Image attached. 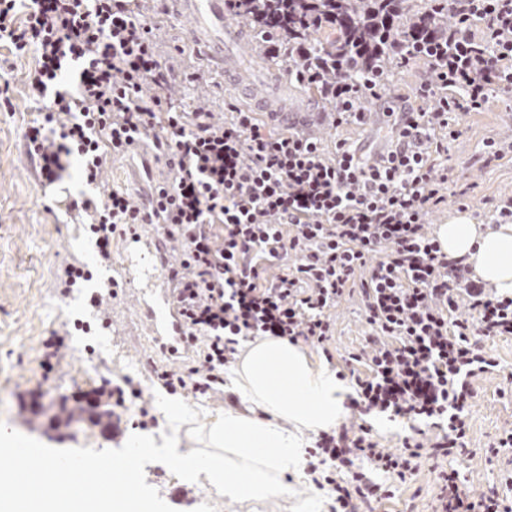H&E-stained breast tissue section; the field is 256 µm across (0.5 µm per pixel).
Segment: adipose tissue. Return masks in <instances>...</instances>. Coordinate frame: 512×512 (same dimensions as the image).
<instances>
[{"instance_id":"ef3b65f1","label":"adipose tissue","mask_w":512,"mask_h":512,"mask_svg":"<svg viewBox=\"0 0 512 512\" xmlns=\"http://www.w3.org/2000/svg\"><path fill=\"white\" fill-rule=\"evenodd\" d=\"M435 233L444 254L464 259L477 278L512 295V224H483L457 212ZM227 379L251 410L228 408L205 423L204 448L185 469L230 501L283 497L286 475L305 471L308 438L346 415L350 389L301 346L273 336L245 342Z\"/></svg>"}]
</instances>
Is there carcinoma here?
<instances>
[{
	"label": "carcinoma",
	"instance_id": "cac0c4a2",
	"mask_svg": "<svg viewBox=\"0 0 512 512\" xmlns=\"http://www.w3.org/2000/svg\"><path fill=\"white\" fill-rule=\"evenodd\" d=\"M237 12L265 39L288 34L286 75L301 41L328 71L359 83L393 68L394 41L425 54L441 44L433 32L446 29L442 6L416 0H240Z\"/></svg>",
	"mask_w": 512,
	"mask_h": 512
}]
</instances>
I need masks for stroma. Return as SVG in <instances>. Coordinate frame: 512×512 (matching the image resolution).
Instances as JSON below:
<instances>
[{
	"mask_svg": "<svg viewBox=\"0 0 512 512\" xmlns=\"http://www.w3.org/2000/svg\"><path fill=\"white\" fill-rule=\"evenodd\" d=\"M152 19L179 41L178 51L166 61L168 97L188 105L204 101L217 116L249 109V102L223 73L196 53L187 25L173 22L166 5H159ZM229 50L259 93L282 111L327 110L325 101L288 84L265 55H251L237 43ZM36 66L35 52L19 55L10 44L0 43V422L54 448H118L130 434L142 432L158 438L168 426L156 407L151 413L157 424L149 429L142 428V418L132 407L116 409L100 423L84 420L71 427L62 425L57 415L73 393L92 391L106 380L131 379L150 401L161 389L156 372L168 362L154 351L136 318L126 286L124 231L112 236L111 264L99 265L94 235L67 206L72 196L99 198L120 192L143 198L151 180L165 179L168 170L155 167L153 178H146L141 156L134 151L109 158L98 184L87 185L75 161L63 178L64 190L43 189L25 138L43 109L28 92ZM198 70L210 72L213 85L197 86L192 75ZM428 71L420 61L397 66L380 96L365 100L364 123L336 127L327 121L313 125V132L327 151L343 140L365 157L379 156L393 137L390 113L429 111L430 102L418 94ZM459 123L462 134L449 145L447 155L449 204L432 214L430 222L445 223L449 214L458 212L456 199L463 193L464 208L488 224L501 201L512 196V155L495 157L486 148L492 139L512 136V93L494 94L482 111L461 113ZM70 264L86 266L91 280L65 288L64 269ZM113 281L118 288L112 293L108 285ZM96 292L113 295L106 313L89 304ZM362 308L359 293L341 300L332 312L333 339L328 350H315L316 359H328L331 369L349 372L347 357L361 348L369 332ZM56 331L65 332V346L54 372L46 376L39 361L45 341ZM474 387L477 397L467 413L471 453L449 458L448 465L461 473L477 496L512 477V447H494L503 430L512 427V384L485 374L475 379ZM145 477L176 512H330L333 502L330 490L317 488L308 473L299 479L288 477L285 498L259 505L199 492L197 484L178 479L160 463L146 465ZM174 487L181 488V495H171ZM436 492V474L425 464L407 483L394 485L392 495L377 503L376 512H431Z\"/></svg>",
	"mask_w": 512,
	"mask_h": 512,
	"instance_id": "1",
	"label": "stroma"
}]
</instances>
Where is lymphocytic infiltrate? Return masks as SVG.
<instances>
[{
  "mask_svg": "<svg viewBox=\"0 0 512 512\" xmlns=\"http://www.w3.org/2000/svg\"><path fill=\"white\" fill-rule=\"evenodd\" d=\"M448 15L450 48L429 58L419 88L432 111L403 113L391 145L372 161L343 142L328 156L312 138L271 135L250 112L218 122L201 105L174 108L143 0H0V41L38 56L29 92L46 112L26 141L43 186L61 181L73 156L87 183H98L109 153L150 136L170 158L167 234L185 256L171 274L190 360L159 373L168 392L209 394L242 340L324 347L330 309L360 288L375 335L350 356L368 368L355 379L353 406L429 421L445 435L430 447L410 436L392 452L363 422L321 432L309 467L317 485L330 487L332 512H369L383 495L377 474L403 483L424 459L464 451L472 380L500 368L480 344L512 336V297L486 293L425 230L429 213L448 200L443 156L447 140L461 135L458 113L481 110L512 88V0H448ZM148 81L156 87L150 96ZM383 87L379 78L329 81L334 124L362 120L363 100ZM69 208L89 224L104 263L117 227L141 221L132 198L116 192L71 200ZM375 252L380 260L368 265ZM293 253L297 266L270 274ZM104 399L150 412L129 380L74 397L94 407ZM437 487L434 512H512V481L476 498L458 470L443 468Z\"/></svg>",
  "mask_w": 512,
  "mask_h": 512,
  "instance_id": "lymphocytic-infiltrate-1",
  "label": "lymphocytic infiltrate"
}]
</instances>
